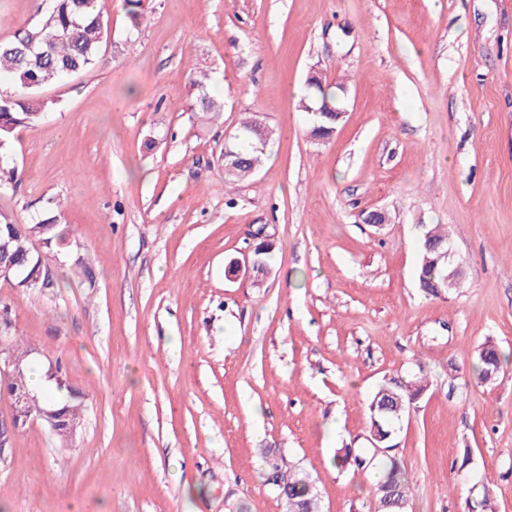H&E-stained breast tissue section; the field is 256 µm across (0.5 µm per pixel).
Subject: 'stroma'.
Segmentation results:
<instances>
[{
  "mask_svg": "<svg viewBox=\"0 0 512 512\" xmlns=\"http://www.w3.org/2000/svg\"><path fill=\"white\" fill-rule=\"evenodd\" d=\"M42 0H0V41ZM104 0L93 68L45 85L54 110L14 135L0 213L57 216L34 242L55 281L0 279V322L60 365L84 403L0 449V512H284L263 449L314 481L322 512H375L367 402L428 370L397 434L407 512H512V0ZM346 115L323 142L299 111L311 69ZM223 99L192 111L194 72ZM276 132L224 184L246 114ZM379 209L386 224L361 223ZM444 224L461 287L425 295L417 227ZM273 245L262 282L230 263ZM90 276L79 273L78 264ZM506 355L472 379L478 347Z\"/></svg>",
  "mask_w": 512,
  "mask_h": 512,
  "instance_id": "obj_1",
  "label": "stroma"
}]
</instances>
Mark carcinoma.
Wrapping results in <instances>:
<instances>
[{
    "instance_id": "carcinoma-1",
    "label": "carcinoma",
    "mask_w": 512,
    "mask_h": 512,
    "mask_svg": "<svg viewBox=\"0 0 512 512\" xmlns=\"http://www.w3.org/2000/svg\"><path fill=\"white\" fill-rule=\"evenodd\" d=\"M99 0H50L45 16L34 24L19 30L14 39L0 42V73L7 72L17 84L14 91H0V191L16 184V167L11 154L14 133L19 128H33L52 107V102L38 94L39 89L57 79L77 74L94 67L100 61L101 44L107 32ZM209 75L200 73L193 79L197 90L195 106L205 114L221 112L223 107L207 93ZM328 100L338 105L336 91L318 82L308 89L299 101V107L313 106ZM337 122L326 116L312 118L311 136L322 139L331 136ZM272 137V131L256 119L240 124L231 141L226 143L229 157L224 159V186L233 185L251 175ZM38 239L49 246L65 247L66 237L58 230L54 219L35 224H14L0 214V264L11 265L6 280H14L17 287L37 290L47 285L36 282L37 271L43 259L34 253L32 240ZM449 235L439 225L422 224L418 231V282L429 296L438 297L462 280L460 266L441 253L448 250ZM6 341L11 356L19 365L7 389L23 387L39 400L46 410L55 411L71 428L80 427V402L70 398L61 401L46 396L30 384L28 376L31 356L29 346L13 335ZM503 358L494 345L482 344L476 355L474 375L479 384H491L498 379ZM428 389L423 366L418 373L403 379L384 378L374 390L367 404L369 418L368 449L371 456L380 457L381 478L374 484L378 512H406L409 483L402 462L395 454L396 426L415 407ZM269 467V480L277 487L286 512H319L320 501L312 483L296 472L295 466L286 464L282 457L266 449L263 452ZM334 462L340 467L361 469L368 461L354 449H338Z\"/></svg>"
}]
</instances>
